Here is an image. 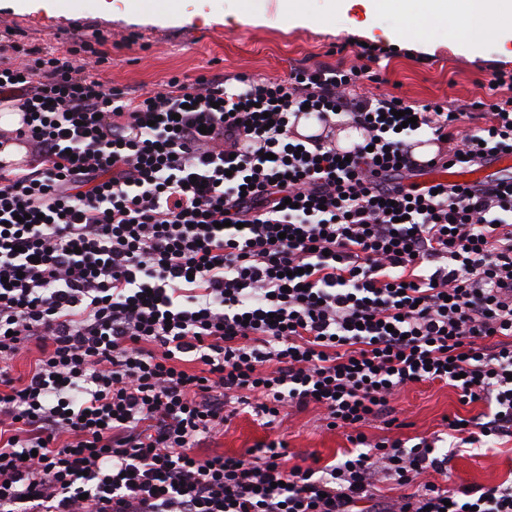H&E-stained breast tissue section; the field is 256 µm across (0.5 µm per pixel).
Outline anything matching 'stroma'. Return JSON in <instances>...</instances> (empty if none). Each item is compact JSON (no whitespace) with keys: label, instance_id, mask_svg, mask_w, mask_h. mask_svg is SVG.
<instances>
[{"label":"stroma","instance_id":"35a3bbf8","mask_svg":"<svg viewBox=\"0 0 512 512\" xmlns=\"http://www.w3.org/2000/svg\"><path fill=\"white\" fill-rule=\"evenodd\" d=\"M296 4L301 20L286 22L276 0H113L107 11L99 0H53L49 11L0 0V33L13 30L15 39L62 56L74 44L92 45L97 35H105L108 60L100 73L127 92L161 89L174 76L245 73L279 81L296 68L364 67L371 75L365 84L370 93L396 95L416 107L430 102L461 107L463 115L452 128L458 141L483 125L477 104L488 101L494 70L512 71V40L495 34L472 48L438 24L429 44L414 51L397 38L402 19L393 12L369 16L360 0H348L326 25L317 20L324 0ZM367 45L372 54H364ZM399 407L403 428L389 431L374 421L365 428L370 439L430 437L442 432L444 416L470 417L485 409L481 403L461 404L453 388L437 382L409 387ZM273 439L287 442L289 454L314 456L323 466L352 450L345 435L327 430L311 408L291 414L273 430L251 411L240 412L223 435L204 441L199 451L238 455ZM450 467L453 487L510 481L512 442L482 451L461 449Z\"/></svg>","mask_w":512,"mask_h":512}]
</instances>
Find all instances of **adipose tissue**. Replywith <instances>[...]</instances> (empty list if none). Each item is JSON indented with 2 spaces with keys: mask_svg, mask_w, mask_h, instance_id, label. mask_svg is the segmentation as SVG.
I'll use <instances>...</instances> for the list:
<instances>
[{
  "mask_svg": "<svg viewBox=\"0 0 512 512\" xmlns=\"http://www.w3.org/2000/svg\"><path fill=\"white\" fill-rule=\"evenodd\" d=\"M367 13L390 9L408 19L404 39L421 44L431 26L445 23L453 37L478 42L485 38L493 18L512 13L504 0H468L466 7L448 6L446 0H364Z\"/></svg>",
  "mask_w": 512,
  "mask_h": 512,
  "instance_id": "1",
  "label": "adipose tissue"
}]
</instances>
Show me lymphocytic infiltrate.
<instances>
[{
    "mask_svg": "<svg viewBox=\"0 0 512 512\" xmlns=\"http://www.w3.org/2000/svg\"><path fill=\"white\" fill-rule=\"evenodd\" d=\"M360 80L201 74L130 96L0 41V102L22 114L0 146L26 149L0 160V512H512V483L449 487L436 438L363 432L440 381L488 407L444 417L457 445L512 440V176L419 183L413 151L422 134L439 167L512 150V97L458 148L459 112ZM311 406L354 447L337 464L289 465L280 440L197 452L241 408L273 429Z\"/></svg>",
    "mask_w": 512,
    "mask_h": 512,
    "instance_id": "1",
    "label": "lymphocytic infiltrate"
}]
</instances>
